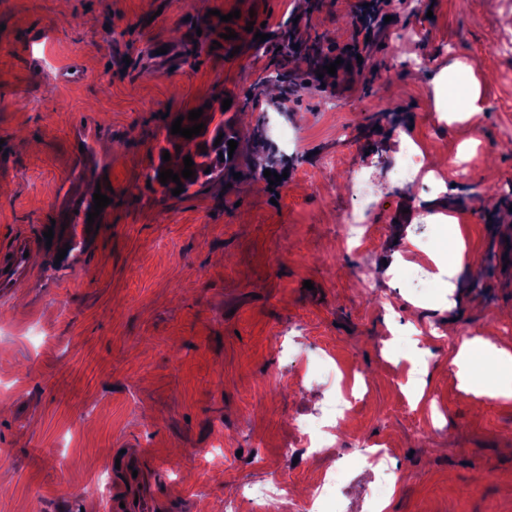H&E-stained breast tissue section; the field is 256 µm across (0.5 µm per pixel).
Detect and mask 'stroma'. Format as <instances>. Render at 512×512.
Instances as JSON below:
<instances>
[{
  "instance_id": "35a3bbf8",
  "label": "stroma",
  "mask_w": 512,
  "mask_h": 512,
  "mask_svg": "<svg viewBox=\"0 0 512 512\" xmlns=\"http://www.w3.org/2000/svg\"><path fill=\"white\" fill-rule=\"evenodd\" d=\"M205 2L0 0V244L54 232L0 298V512H108L141 496L153 512H252L237 487L273 480L291 495L272 512H292L340 468L338 512H512V400L465 393L450 366L463 337L512 350V273L495 250L512 241V0L393 2L365 68L321 77L284 55L288 17L294 41L342 55L360 0ZM228 29L237 40H221ZM456 60L485 78L484 109L464 120L446 117L462 102L443 79ZM283 65L288 91L270 95L258 79ZM218 90L239 178L152 191L171 116ZM409 143L446 160L440 188L396 177ZM361 175L377 190L363 252L338 224ZM103 181L112 202L90 231ZM456 234L460 269L432 287L401 265L372 274L397 251L444 267ZM418 348L420 397L403 366ZM339 392L361 404L337 445L284 456L295 417ZM358 439L391 448L384 469Z\"/></svg>"
}]
</instances>
